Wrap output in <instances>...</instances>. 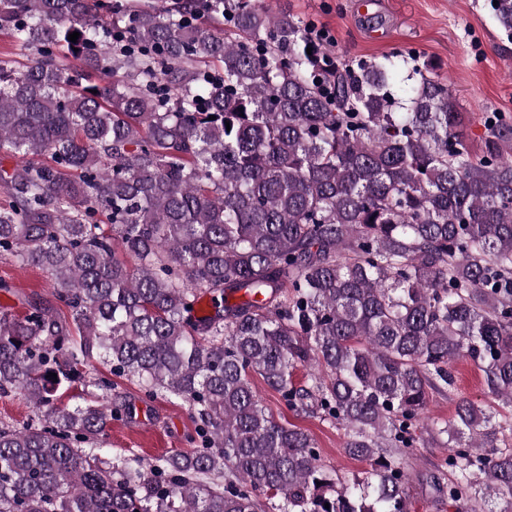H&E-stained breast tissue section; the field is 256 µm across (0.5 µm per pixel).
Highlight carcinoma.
<instances>
[{
  "label": "carcinoma",
  "instance_id": "carcinoma-1",
  "mask_svg": "<svg viewBox=\"0 0 512 512\" xmlns=\"http://www.w3.org/2000/svg\"><path fill=\"white\" fill-rule=\"evenodd\" d=\"M0 32L38 55L0 61V259L70 310H0V398L37 409L0 426V512H410L430 439L438 498L512 512L492 413L425 416L460 358L512 408V123L474 152L429 64L331 59L258 0H0ZM96 361L187 403L201 447L111 456ZM255 375L371 471L323 463Z\"/></svg>",
  "mask_w": 512,
  "mask_h": 512
}]
</instances>
